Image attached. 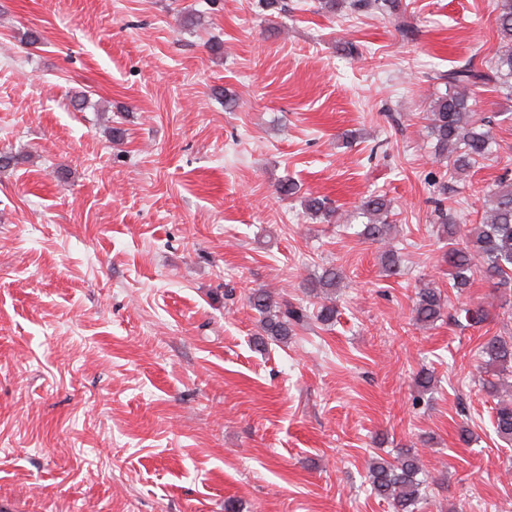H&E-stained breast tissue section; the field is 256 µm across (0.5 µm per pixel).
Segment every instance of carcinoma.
<instances>
[{"label":"carcinoma","mask_w":512,"mask_h":512,"mask_svg":"<svg viewBox=\"0 0 512 512\" xmlns=\"http://www.w3.org/2000/svg\"><path fill=\"white\" fill-rule=\"evenodd\" d=\"M321 8L334 13L347 8L350 14L366 8L390 14L407 8L403 0H320ZM496 31L500 50L491 66L482 69L469 63L457 69L439 72L434 79L446 87V92L431 101L429 136L434 141V156L448 161L445 174L433 179L432 194L435 213L439 220L441 238L448 242L445 254L450 268L451 288L463 294L472 285L473 272L481 267L483 277L496 290L512 293V183L501 180L492 195L491 203L477 224L457 223L448 218L438 195L445 189L442 180L448 176L463 175L486 159L493 143L495 116H476L472 110L471 89L487 82L496 83L506 94H512V0H497ZM306 211L329 223L336 211L319 197L303 199ZM360 210L367 219L363 235L373 241H384L391 228V204L382 195L365 198ZM340 281L333 268L322 271L314 287L329 295ZM249 303L261 316V330L275 341H285L293 328L307 318L306 309L259 289L249 296ZM446 303L438 288H422L417 293L413 318L422 326H429L444 317ZM462 328H476L489 321L490 312L482 305L464 308ZM480 385L498 399L493 427L496 434L512 441V394L503 390V376L512 373V336H491L481 345L478 365ZM419 459L408 452L395 464L384 459L369 467V482L376 495L392 501L396 512H418L422 501V481Z\"/></svg>","instance_id":"cac0c4a2"}]
</instances>
